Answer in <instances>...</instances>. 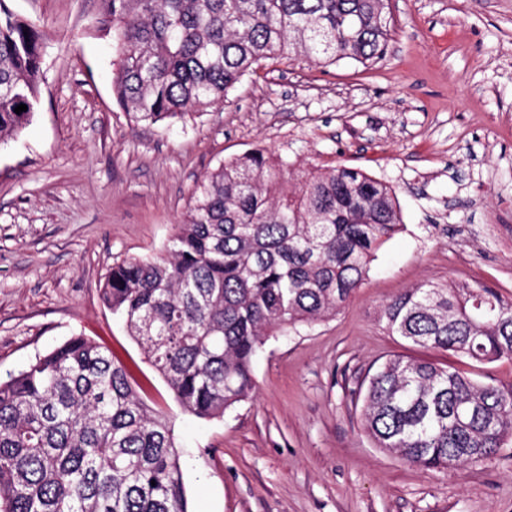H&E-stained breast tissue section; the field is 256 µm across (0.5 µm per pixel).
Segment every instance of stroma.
<instances>
[{"instance_id":"1","label":"stroma","mask_w":512,"mask_h":512,"mask_svg":"<svg viewBox=\"0 0 512 512\" xmlns=\"http://www.w3.org/2000/svg\"><path fill=\"white\" fill-rule=\"evenodd\" d=\"M44 35L39 102L0 145V380L84 335L174 424L189 512H512V441L424 471L361 420L363 381L393 355L512 385V359L472 368L389 335L383 305L466 281L512 299V0H390L369 67L275 57L226 100L173 125L115 103L100 0H6ZM262 148L291 171L346 166L387 185L403 228L330 320L269 337L251 396L223 417L182 410L104 304L114 264L165 252L203 175Z\"/></svg>"}]
</instances>
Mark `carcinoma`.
Segmentation results:
<instances>
[{"label":"carcinoma","mask_w":512,"mask_h":512,"mask_svg":"<svg viewBox=\"0 0 512 512\" xmlns=\"http://www.w3.org/2000/svg\"><path fill=\"white\" fill-rule=\"evenodd\" d=\"M118 63L112 92L138 122L203 112L264 59L371 66L388 0H100ZM43 42L0 0V144L30 122ZM20 104L27 110L17 114ZM262 150L199 185L167 253L112 267L104 303L181 408L220 418L254 388L267 338L336 316L400 228L391 189L344 166L302 174ZM414 346L486 365L512 358V301L493 288H409L382 311ZM362 420L377 447L425 471L485 460L512 439V386L395 355L369 377ZM0 512H188L171 422L92 339L70 337L0 382Z\"/></svg>","instance_id":"cac0c4a2"}]
</instances>
